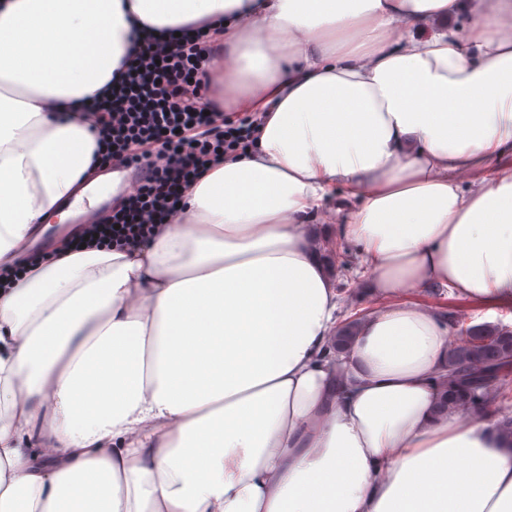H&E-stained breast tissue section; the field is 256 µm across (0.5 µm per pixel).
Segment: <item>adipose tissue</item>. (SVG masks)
<instances>
[{"instance_id": "ef3b65f1", "label": "adipose tissue", "mask_w": 512, "mask_h": 512, "mask_svg": "<svg viewBox=\"0 0 512 512\" xmlns=\"http://www.w3.org/2000/svg\"><path fill=\"white\" fill-rule=\"evenodd\" d=\"M205 28L257 139L138 247L0 288V512H512V434L441 413L451 327L512 304V0H0V265L105 177L78 103L132 26ZM337 233L380 308L341 311Z\"/></svg>"}]
</instances>
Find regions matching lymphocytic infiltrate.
I'll return each instance as SVG.
<instances>
[{
    "instance_id": "obj_1",
    "label": "lymphocytic infiltrate",
    "mask_w": 512,
    "mask_h": 512,
    "mask_svg": "<svg viewBox=\"0 0 512 512\" xmlns=\"http://www.w3.org/2000/svg\"><path fill=\"white\" fill-rule=\"evenodd\" d=\"M205 32L167 39L131 33L111 96L89 106L104 150L103 165L143 167L148 176L102 224L83 228L86 243L131 247L152 237L184 204V192L207 166L245 150L256 120L243 113H205Z\"/></svg>"
}]
</instances>
